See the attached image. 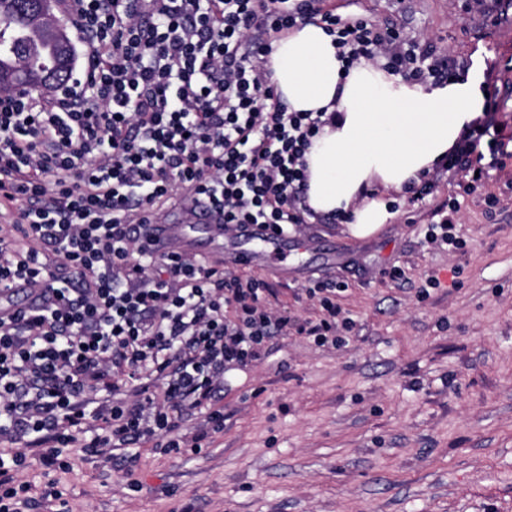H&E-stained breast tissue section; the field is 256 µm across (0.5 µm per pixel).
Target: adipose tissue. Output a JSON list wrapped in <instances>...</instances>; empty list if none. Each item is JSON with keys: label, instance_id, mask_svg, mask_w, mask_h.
Listing matches in <instances>:
<instances>
[{"label": "adipose tissue", "instance_id": "1", "mask_svg": "<svg viewBox=\"0 0 512 512\" xmlns=\"http://www.w3.org/2000/svg\"><path fill=\"white\" fill-rule=\"evenodd\" d=\"M267 68L289 111L339 112L306 155L308 203L320 213H351L357 237L392 217L364 188L403 190L445 157L483 104L470 78L428 90L366 61L343 72L332 36L314 23L280 34Z\"/></svg>", "mask_w": 512, "mask_h": 512}]
</instances>
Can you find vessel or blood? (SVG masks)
I'll return each mask as SVG.
<instances>
[{
	"label": "vessel or blood",
	"mask_w": 512,
	"mask_h": 512,
	"mask_svg": "<svg viewBox=\"0 0 512 512\" xmlns=\"http://www.w3.org/2000/svg\"><path fill=\"white\" fill-rule=\"evenodd\" d=\"M150 247L158 254L175 249L231 262L240 267H267L287 276L293 253L287 237L274 234L259 224H248L227 239L224 216L211 206L184 201L163 215L160 223L148 229Z\"/></svg>",
	"instance_id": "obj_1"
}]
</instances>
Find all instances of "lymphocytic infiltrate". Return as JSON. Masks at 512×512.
Masks as SVG:
<instances>
[{"label":"lymphocytic infiltrate","mask_w":512,"mask_h":512,"mask_svg":"<svg viewBox=\"0 0 512 512\" xmlns=\"http://www.w3.org/2000/svg\"><path fill=\"white\" fill-rule=\"evenodd\" d=\"M359 2L69 0L89 45L79 81L52 97L0 89V206L12 210L0 225V512L30 505L15 488L26 460L51 469L65 448L201 452L224 429L225 371L276 337L344 344V282L307 287L321 316L300 321L273 307L265 280L153 254L133 218L184 187L223 209L228 233L305 223V155L329 119L280 100L266 67L276 34L321 25L344 68L377 62L427 88L467 76L468 61ZM483 76L482 113L440 162L466 195L512 156L498 81ZM10 290L31 305L13 308Z\"/></svg>","instance_id":"1"}]
</instances>
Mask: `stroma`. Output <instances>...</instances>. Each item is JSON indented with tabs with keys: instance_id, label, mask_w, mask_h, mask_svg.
<instances>
[{
	"instance_id": "stroma-1",
	"label": "stroma",
	"mask_w": 512,
	"mask_h": 512,
	"mask_svg": "<svg viewBox=\"0 0 512 512\" xmlns=\"http://www.w3.org/2000/svg\"><path fill=\"white\" fill-rule=\"evenodd\" d=\"M473 71L493 68L499 116L512 125V6L472 0H363ZM443 175L421 208L374 186L395 216L357 238L328 215L290 231L307 244L287 278L252 269L299 320L321 315L301 290L347 286L338 303L355 327L346 346L290 333L266 358L224 377V430L200 453L145 443L129 468L74 448L68 469L22 468L39 497L57 483L71 512H512V159L460 199L464 250L425 242L455 196ZM499 200L487 209V196ZM403 269L392 282L387 269ZM441 286L426 301L415 288ZM138 480L132 490L130 480Z\"/></svg>"
}]
</instances>
